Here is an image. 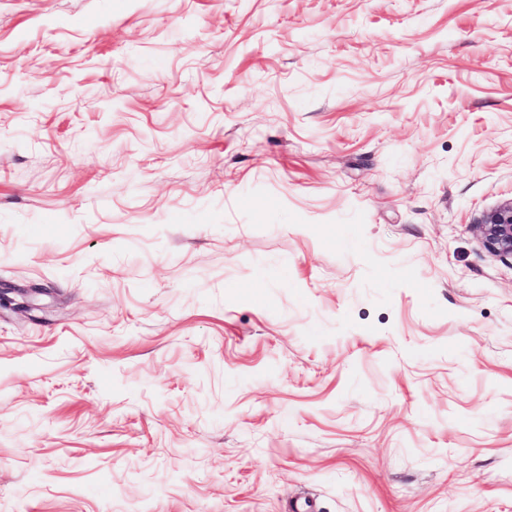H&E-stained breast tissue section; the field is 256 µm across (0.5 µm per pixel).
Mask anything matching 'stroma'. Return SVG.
Instances as JSON below:
<instances>
[{"label":"stroma","mask_w":512,"mask_h":512,"mask_svg":"<svg viewBox=\"0 0 512 512\" xmlns=\"http://www.w3.org/2000/svg\"><path fill=\"white\" fill-rule=\"evenodd\" d=\"M512 0H0V512H512ZM476 229L489 252L512 261V198L486 212Z\"/></svg>","instance_id":"35a3bbf8"}]
</instances>
